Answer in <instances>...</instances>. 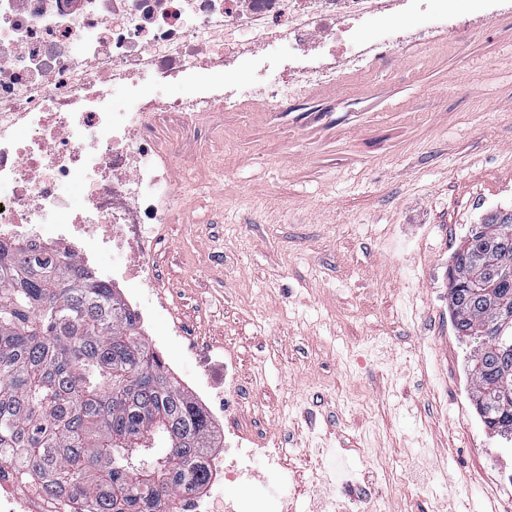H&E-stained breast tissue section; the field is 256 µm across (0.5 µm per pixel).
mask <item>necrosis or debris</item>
I'll use <instances>...</instances> for the list:
<instances>
[{"mask_svg": "<svg viewBox=\"0 0 512 512\" xmlns=\"http://www.w3.org/2000/svg\"><path fill=\"white\" fill-rule=\"evenodd\" d=\"M415 0H0V240L40 245L45 225L53 242L89 266L104 246L133 249L139 262L128 276L137 288L155 280L145 263L155 248L149 233L182 203L158 159L147 125L179 112L193 118L242 93L270 104L302 88L335 82L340 67L356 69L381 60L416 33L395 30L374 41L355 37V21L404 14ZM331 57L294 80L233 81L246 49L287 47L309 55L315 45ZM214 70L229 77L225 88L176 99L159 97L155 84ZM130 92L132 108L111 109L115 91ZM26 128V137L16 134ZM202 373L192 384L198 398L213 386L236 391L218 360L193 346ZM227 486L243 487L250 461L266 458L287 471L283 449L248 447L238 439L226 449ZM47 497L16 485L0 469V512H51Z\"/></svg>", "mask_w": 512, "mask_h": 512, "instance_id": "obj_1", "label": "necrosis or debris"}]
</instances>
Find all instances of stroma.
<instances>
[{"mask_svg":"<svg viewBox=\"0 0 512 512\" xmlns=\"http://www.w3.org/2000/svg\"><path fill=\"white\" fill-rule=\"evenodd\" d=\"M393 25L433 37L276 106L240 97L189 125L160 118L185 201L151 259L170 307L142 297L143 339L184 387L187 339L230 364L219 441L288 451L287 481L252 463L243 494L266 512H332L345 491L316 474L339 466L359 470L371 512L512 499V441L476 412L473 345L448 309L455 250L512 210V14L450 23L427 0ZM291 63L255 48L238 79Z\"/></svg>","mask_w":512,"mask_h":512,"instance_id":"35a3bbf8","label":"stroma"}]
</instances>
